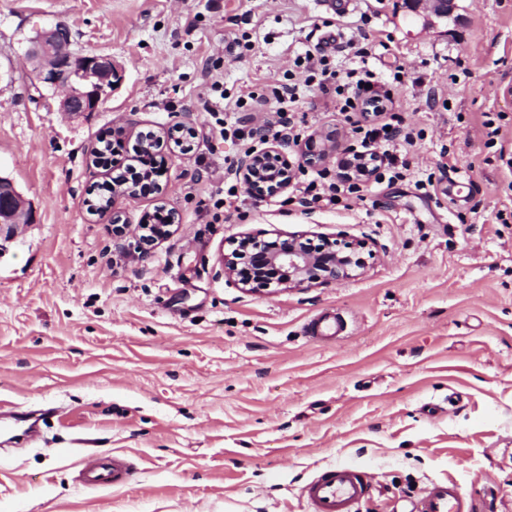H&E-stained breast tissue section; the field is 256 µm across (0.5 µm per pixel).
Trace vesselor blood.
Masks as SVG:
<instances>
[{"instance_id":"vessel-or-blood-1","label":"vessel or blood","mask_w":512,"mask_h":512,"mask_svg":"<svg viewBox=\"0 0 512 512\" xmlns=\"http://www.w3.org/2000/svg\"><path fill=\"white\" fill-rule=\"evenodd\" d=\"M343 330L335 316L321 314L313 318L306 331L313 338L330 340ZM134 469L127 456L104 452L85 458L79 480L83 486L101 488L127 484ZM371 488L363 470L347 464L328 466L315 475L302 490L308 512H355V507ZM412 512H476L472 496L453 482L434 483L415 502Z\"/></svg>"}]
</instances>
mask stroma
I'll list each match as a JSON object with an SVG mask.
<instances>
[{
    "label": "stroma",
    "mask_w": 512,
    "mask_h": 512,
    "mask_svg": "<svg viewBox=\"0 0 512 512\" xmlns=\"http://www.w3.org/2000/svg\"><path fill=\"white\" fill-rule=\"evenodd\" d=\"M58 25L73 52L123 68L97 111L61 112L26 58ZM362 31L371 66L402 76L408 170L381 167L335 205L250 194L235 166L256 143L224 130L276 125L284 83L305 85L295 181L342 182L305 165L308 143L360 136L294 60L332 35L331 64L348 65ZM215 82L221 112L203 107ZM511 84L512 0H456L442 18L404 0L340 16L318 0H0V174L34 216L0 241V416L46 413L31 441L0 433V512H307L303 486L338 463L371 477L357 512H411L435 481L512 512ZM178 112L193 150L164 143L162 193L113 213L138 224L162 207L180 223L130 263L112 251L113 213L84 204L112 176L92 151ZM245 233L361 240L367 267L248 292L222 265ZM325 311L346 328L317 342L304 327ZM94 450L127 454L131 481L83 487Z\"/></svg>",
    "instance_id": "35a3bbf8"
}]
</instances>
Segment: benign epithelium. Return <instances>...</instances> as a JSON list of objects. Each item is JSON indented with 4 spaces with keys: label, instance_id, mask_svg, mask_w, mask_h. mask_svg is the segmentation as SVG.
I'll list each match as a JSON object with an SVG mask.
<instances>
[{
    "label": "benign epithelium",
    "instance_id": "benign-epithelium-1",
    "mask_svg": "<svg viewBox=\"0 0 512 512\" xmlns=\"http://www.w3.org/2000/svg\"><path fill=\"white\" fill-rule=\"evenodd\" d=\"M69 31L61 26L43 31L32 41L28 58L38 61L35 68L39 82L62 91L60 108L69 114L94 112L123 81V71L109 59L98 55H80L69 50ZM161 137L151 135L141 139L140 151L147 166L134 182L112 184V197L136 196L146 191L161 190L152 167ZM288 142L272 140L261 152L249 151L241 158L239 174L250 192L258 197L275 195L290 186L293 169L286 156ZM339 145L327 140L305 154L306 164L326 167L337 155ZM346 157L340 166L350 178L365 181L368 168L353 160L352 146L345 148ZM163 224H140L137 232L129 233V225L121 216H112V240L115 253L127 260H142L154 247L173 234L178 214L164 215ZM31 219V210L12 180L0 176V224L7 225V236L15 234L21 224ZM362 244L325 241L311 246L292 236L282 242H266L246 234L236 247L224 255V277L242 287H268L271 284L290 288H309L314 285L346 282L364 268L359 256Z\"/></svg>",
    "mask_w": 512,
    "mask_h": 512
}]
</instances>
